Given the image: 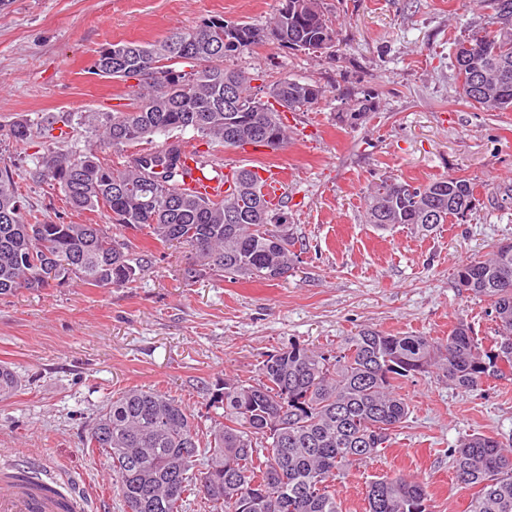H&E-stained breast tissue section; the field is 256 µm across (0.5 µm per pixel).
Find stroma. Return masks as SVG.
Here are the masks:
<instances>
[{
	"instance_id": "stroma-1",
	"label": "stroma",
	"mask_w": 512,
	"mask_h": 512,
	"mask_svg": "<svg viewBox=\"0 0 512 512\" xmlns=\"http://www.w3.org/2000/svg\"><path fill=\"white\" fill-rule=\"evenodd\" d=\"M341 42L312 55L274 43L234 60L273 78L313 80L319 105L288 113V144L210 147L208 163L246 156L247 167L288 169L282 213L303 246L287 277L230 282L207 274L184 280L185 248L158 249L130 288L78 282L0 298V365L22 387L0 402V448L31 456L59 479L76 480L90 512H126L99 450L84 447L112 395L128 388L169 393L201 408L208 388L255 378L267 355L291 343L326 351L364 328L447 337L461 321L492 335L486 304L459 291L455 274L512 242V112H482L459 96L454 43L490 26V0H326ZM279 0H10L0 10V165L19 176L28 210L43 220L105 223L76 213L57 187L38 178L52 141L45 118L109 112L128 104L126 83L92 74L110 43H150L205 18L266 23ZM371 94L376 112L355 126L336 119L344 97ZM35 132L8 139L15 117ZM464 176L481 184L466 220L423 232L365 221L364 195L385 178L426 182ZM407 419L377 455L337 479L343 512H365L366 486L382 476L422 480L434 512H466L471 489L453 478L450 448L469 434L512 438V380L467 392L435 374L401 381Z\"/></svg>"
}]
</instances>
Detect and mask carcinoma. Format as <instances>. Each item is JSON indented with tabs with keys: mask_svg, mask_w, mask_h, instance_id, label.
Wrapping results in <instances>:
<instances>
[{
	"mask_svg": "<svg viewBox=\"0 0 512 512\" xmlns=\"http://www.w3.org/2000/svg\"><path fill=\"white\" fill-rule=\"evenodd\" d=\"M301 4L288 15L277 10L261 26L213 15L159 42L114 43L99 51L93 64L98 76L126 82L144 67L160 77L130 86L125 110L93 113L83 151L47 149L38 177L57 186L71 210L103 209L108 223L28 222L15 172L0 167V297L74 279L96 288L133 285L143 264L118 237L126 230L146 232L156 246L194 253L196 263L183 270L186 280L207 271L258 280L287 276L298 253L288 225L273 221L280 203L262 195L246 209L240 204L242 180L258 187L257 170H230L219 200L185 192L178 183L201 151H185L173 132L190 128L208 146L282 148L288 126L281 108L312 109L324 87L283 78L260 94L252 82L261 75L227 62L264 40L226 51L224 25L272 31L270 42L295 51L321 54L336 47V22L322 0ZM465 43L476 54L462 62L455 53L463 100L483 112L512 111V14H497L493 27L468 33L455 47ZM352 102L338 116L343 123L352 112L376 110L370 95ZM254 121L276 141L252 139ZM31 135L22 116L9 127L17 143ZM156 135L165 136L157 147L120 162L102 157ZM476 190L463 177L415 186L386 178L368 191V223L382 230L419 224L420 211L443 200L437 223L445 224L476 200ZM465 274L472 279L466 287ZM456 283L487 302L495 322L490 346L463 321L440 340L362 329L334 355L292 343L262 361L257 379L227 378L222 392L208 393L206 406L224 413L210 419L204 443L193 411L164 392L131 389L110 400L84 445L111 460L113 491L128 512H186L194 499L208 512H342L336 479L376 456L389 430L407 418L409 406L396 394L397 382L435 370L449 385L476 391L490 380L512 377V248L506 252L500 244L491 257L462 264ZM17 388L13 372L1 365L0 401ZM448 455L455 481L476 489L469 512H512V442L472 434ZM366 501V512H433L424 483L403 475L370 482Z\"/></svg>",
	"mask_w": 512,
	"mask_h": 512,
	"instance_id": "obj_1",
	"label": "carcinoma"
}]
</instances>
